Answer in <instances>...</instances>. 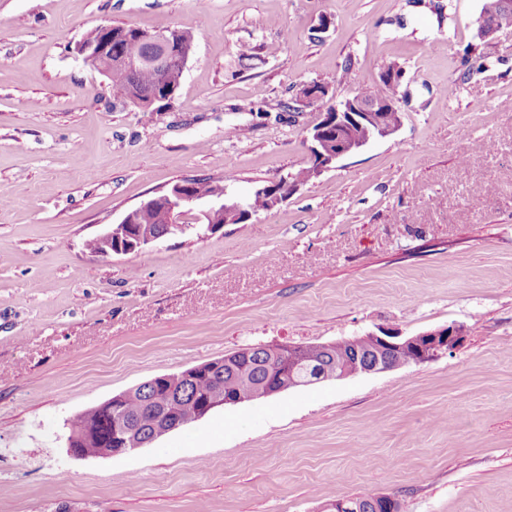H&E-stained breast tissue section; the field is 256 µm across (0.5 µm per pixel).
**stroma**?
<instances>
[{"instance_id": "stroma-1", "label": "stroma", "mask_w": 512, "mask_h": 512, "mask_svg": "<svg viewBox=\"0 0 512 512\" xmlns=\"http://www.w3.org/2000/svg\"><path fill=\"white\" fill-rule=\"evenodd\" d=\"M0 0V512H512V28L482 0ZM103 24L192 32L171 105L114 104L77 44ZM477 44L483 70L465 56ZM257 47L258 60L240 59ZM402 125L271 211L101 257L88 238L182 177L311 166L312 81L382 90ZM459 325L437 360L219 407L120 456L76 415L241 349ZM507 2L512 3V0H483L480 20L495 24L497 28L482 23L477 28V39L483 42L490 40L501 31L500 29L512 27V6L507 5ZM342 499L348 500L349 504L355 507L351 512H403L402 504L398 500L386 496H342L336 499V502L340 500L337 504L336 502L331 503L327 511L344 512L349 510L346 501Z\"/></svg>"}]
</instances>
